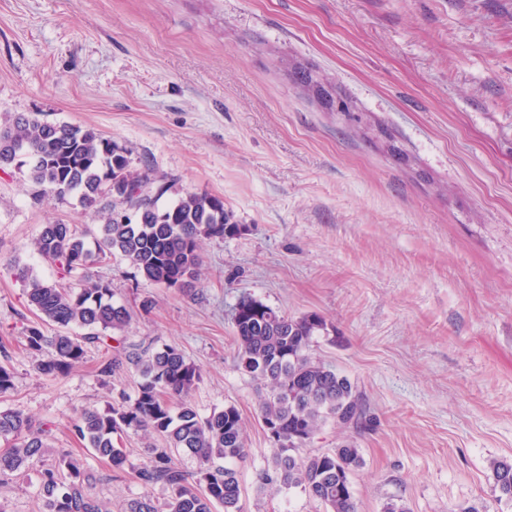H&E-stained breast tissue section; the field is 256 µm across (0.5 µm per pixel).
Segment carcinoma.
<instances>
[{
  "label": "carcinoma",
  "instance_id": "cac0c4a2",
  "mask_svg": "<svg viewBox=\"0 0 512 512\" xmlns=\"http://www.w3.org/2000/svg\"><path fill=\"white\" fill-rule=\"evenodd\" d=\"M13 162L27 167L34 200L76 194L103 220L93 250L69 224L44 225L34 243L64 272H80L72 286L44 280L26 265L8 264L42 321L26 329V350L45 377L69 374L88 347L108 345L131 319L125 306L112 301L110 283L94 277L93 265L118 256L156 285L190 289L203 264V240L239 231L224 201L205 191H187L159 207L169 187L146 170H130L125 149L92 129L18 113L0 123V169ZM234 312L237 365L260 386L259 419L273 430L269 440L276 448L258 472L260 488L298 489L326 512H357L351 475L363 465L359 448L345 441L327 451L301 453L328 421L347 426L362 415L354 383L311 353L314 336L326 323L316 314L284 315L250 295L240 297ZM75 327L83 333H74ZM128 367L139 376L134 398L121 393L103 410L83 409L68 418L77 442L113 471L130 469L146 489L124 512H241L239 467L250 452L237 407L226 404L200 415L189 394L202 378L201 368L174 345L119 349L101 373L110 376ZM130 432L152 435L163 447L133 464L122 445ZM49 436L50 430L34 427L23 412L0 409V440L6 443L0 477L22 475L42 461L51 450ZM184 455L199 463L196 474L181 466ZM489 469L498 499L512 501V462L493 460ZM92 479L78 458L57 452L55 463L40 471L44 512H110L87 495ZM156 485L168 491L166 498L150 495Z\"/></svg>",
  "mask_w": 512,
  "mask_h": 512
}]
</instances>
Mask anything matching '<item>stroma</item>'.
Returning <instances> with one entry per match:
<instances>
[{
	"instance_id": "stroma-1",
	"label": "stroma",
	"mask_w": 512,
	"mask_h": 512,
	"mask_svg": "<svg viewBox=\"0 0 512 512\" xmlns=\"http://www.w3.org/2000/svg\"><path fill=\"white\" fill-rule=\"evenodd\" d=\"M95 130L129 167L224 200L239 234L204 241L188 290L124 260L94 265L132 319L125 348L177 345L202 378L201 415L234 404L250 458L242 512H325L293 489L260 492L274 452L255 383L237 366L234 307L250 295L327 324L313 354L357 386L365 414L308 446L350 440L358 512H512L489 463L512 461V0H0V113ZM97 229L77 197L32 200L25 168L0 171V409L53 423L85 461L89 496L123 512L143 493L75 442L64 418L134 396L138 376L40 375L19 260L61 271L33 243L43 225ZM0 512H42L36 474L0 479Z\"/></svg>"
}]
</instances>
